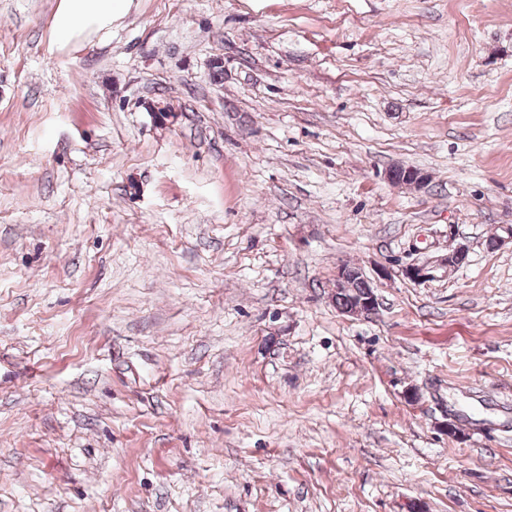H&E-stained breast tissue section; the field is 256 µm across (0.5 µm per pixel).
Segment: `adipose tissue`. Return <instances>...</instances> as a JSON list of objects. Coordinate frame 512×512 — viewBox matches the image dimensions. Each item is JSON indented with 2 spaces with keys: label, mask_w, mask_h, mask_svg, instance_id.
<instances>
[{
  "label": "adipose tissue",
  "mask_w": 512,
  "mask_h": 512,
  "mask_svg": "<svg viewBox=\"0 0 512 512\" xmlns=\"http://www.w3.org/2000/svg\"><path fill=\"white\" fill-rule=\"evenodd\" d=\"M132 0H60L54 18V38L60 46L90 40L111 30L129 11Z\"/></svg>",
  "instance_id": "adipose-tissue-1"
}]
</instances>
